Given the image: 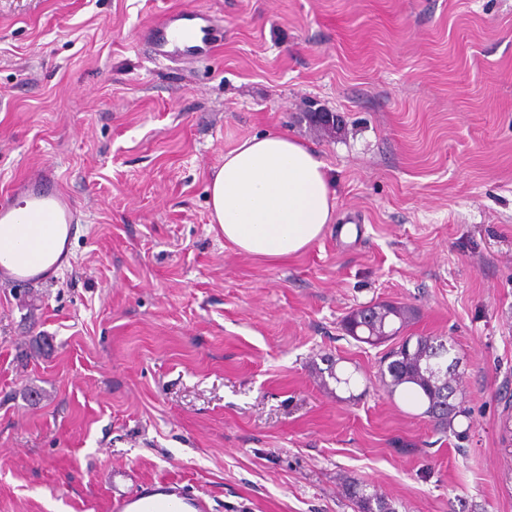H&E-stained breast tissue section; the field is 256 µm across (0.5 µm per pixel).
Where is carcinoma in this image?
I'll return each mask as SVG.
<instances>
[{
  "instance_id": "carcinoma-1",
  "label": "carcinoma",
  "mask_w": 512,
  "mask_h": 512,
  "mask_svg": "<svg viewBox=\"0 0 512 512\" xmlns=\"http://www.w3.org/2000/svg\"><path fill=\"white\" fill-rule=\"evenodd\" d=\"M321 109L308 110L303 117L309 125L328 134L344 131L339 116H321ZM409 310L392 303H376L352 311L344 320V330L355 340L381 345L399 337L408 323ZM404 337L381 358L379 377L390 394L410 389L423 414L443 430L454 429L455 420L467 415L463 401L457 400L456 371L450 370L457 357L454 346L441 336H417L408 345ZM346 490L357 512H396L392 503L367 484L349 480Z\"/></svg>"
}]
</instances>
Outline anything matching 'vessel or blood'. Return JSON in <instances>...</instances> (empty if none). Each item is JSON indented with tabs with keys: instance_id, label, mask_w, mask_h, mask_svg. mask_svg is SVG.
I'll list each match as a JSON object with an SVG mask.
<instances>
[{
	"instance_id": "vessel-or-blood-1",
	"label": "vessel or blood",
	"mask_w": 512,
	"mask_h": 512,
	"mask_svg": "<svg viewBox=\"0 0 512 512\" xmlns=\"http://www.w3.org/2000/svg\"><path fill=\"white\" fill-rule=\"evenodd\" d=\"M211 26L208 14L196 10L166 13L148 27L146 37L157 56L170 60L196 58L207 49ZM19 219L23 224H65L80 221L77 203L61 190L53 170L19 180L8 195L0 197V222ZM110 499L114 512H176L173 505L148 499L136 488L131 469L112 470Z\"/></svg>"
}]
</instances>
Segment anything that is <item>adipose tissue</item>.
<instances>
[{
  "label": "adipose tissue",
  "instance_id": "adipose-tissue-1",
  "mask_svg": "<svg viewBox=\"0 0 512 512\" xmlns=\"http://www.w3.org/2000/svg\"><path fill=\"white\" fill-rule=\"evenodd\" d=\"M207 192L210 221L225 242L267 260L301 253L336 221L326 163L283 133L255 135L226 151ZM68 233L64 224H0V266L50 276Z\"/></svg>",
  "mask_w": 512,
  "mask_h": 512
}]
</instances>
